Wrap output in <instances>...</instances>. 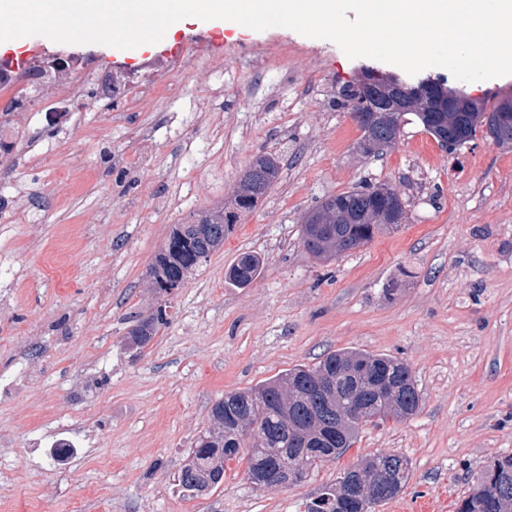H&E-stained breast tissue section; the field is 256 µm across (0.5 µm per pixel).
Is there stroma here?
<instances>
[{"instance_id":"obj_1","label":"stroma","mask_w":512,"mask_h":512,"mask_svg":"<svg viewBox=\"0 0 512 512\" xmlns=\"http://www.w3.org/2000/svg\"><path fill=\"white\" fill-rule=\"evenodd\" d=\"M189 48L206 67L180 66ZM4 55L156 93L131 111L92 80L64 112L35 94L13 113L41 158L0 159V512H304L376 453L410 472L375 512H456L487 461L512 454V148L479 136L450 151L409 114L395 145L364 155L337 99L364 59L284 27L190 20L126 50L32 35ZM266 153L271 188L177 290L169 325L131 348L172 226L230 204ZM378 185L404 203L397 228L325 261L306 252L313 207ZM244 252L262 266L240 288L225 272ZM337 350L406 362L421 410L366 425L298 485L256 487L233 459L218 488L181 490L216 401Z\"/></svg>"}]
</instances>
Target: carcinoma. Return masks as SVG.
I'll return each mask as SVG.
<instances>
[{
  "label": "carcinoma",
  "mask_w": 512,
  "mask_h": 512,
  "mask_svg": "<svg viewBox=\"0 0 512 512\" xmlns=\"http://www.w3.org/2000/svg\"><path fill=\"white\" fill-rule=\"evenodd\" d=\"M340 99L351 112L381 118L363 129L361 149L375 154L394 144L399 132L393 116L413 114L442 147L458 141V130L477 133L484 113H512V97L487 108L440 79L410 83L402 77L363 71L346 85ZM279 160L260 156L245 171L235 195L240 212L254 208L276 179ZM388 188L363 187L324 200L305 218L302 243L316 259L350 251L370 242L382 224H399L404 210L385 199ZM236 215L218 210L188 224L173 225L147 270L160 301L134 321L130 343L144 348L169 324L167 297L182 287L224 245ZM261 258L245 252L228 269L238 286L252 282ZM323 391H315L316 381ZM423 404L410 366L394 357L366 351L338 350L313 365H297L250 389L224 394L211 408V425L194 442L177 474L181 488L193 495L221 485L224 462L246 459V475L256 485H291L304 481L327 456H342L373 421L399 422ZM409 460L375 454L347 468L336 484L307 505V512H372L395 499L405 486ZM457 512H512V455L492 458L458 501Z\"/></svg>",
  "instance_id": "1"
}]
</instances>
